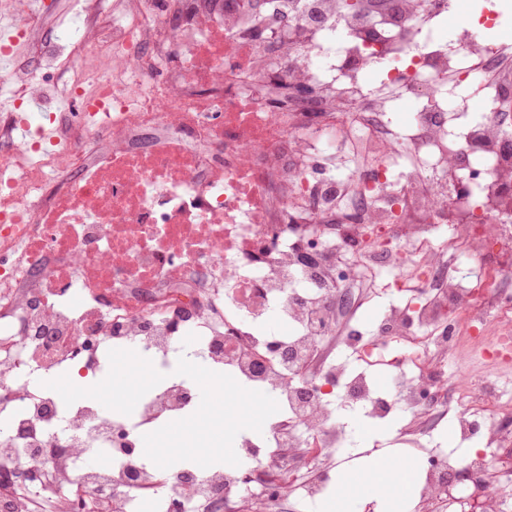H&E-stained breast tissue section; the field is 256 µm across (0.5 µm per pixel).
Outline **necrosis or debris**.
Returning <instances> with one entry per match:
<instances>
[{
  "instance_id": "necrosis-or-debris-1",
  "label": "necrosis or debris",
  "mask_w": 512,
  "mask_h": 512,
  "mask_svg": "<svg viewBox=\"0 0 512 512\" xmlns=\"http://www.w3.org/2000/svg\"><path fill=\"white\" fill-rule=\"evenodd\" d=\"M393 4L375 18L343 0H86L50 38L20 0L26 52L0 74L12 104L0 113L8 512H87L89 495L101 512H137L146 494L157 512H289L297 474L314 471L297 482L320 499L347 439L335 393L373 419L403 411L413 446L443 417L481 440L469 456H428L417 512H446L458 471L483 512H512V482H488L490 449L512 445V395L446 372L466 356L512 360V123L497 112L512 50L484 36L495 11L450 44V0ZM62 71L71 108L47 113L53 141L15 139ZM451 83L470 84L481 118L449 103ZM398 98L413 105L399 131ZM359 132L379 160L367 177L351 170ZM378 256L412 299L366 336L343 325L364 303L348 285ZM338 342L367 369L397 367L392 393L330 360ZM185 344L278 400L268 433L239 442L252 466H203L186 483L144 451L145 430L196 404ZM129 346L170 374L131 415L34 383L113 371Z\"/></svg>"
}]
</instances>
